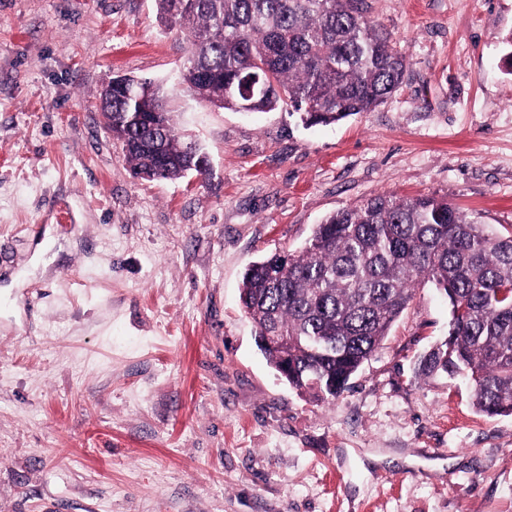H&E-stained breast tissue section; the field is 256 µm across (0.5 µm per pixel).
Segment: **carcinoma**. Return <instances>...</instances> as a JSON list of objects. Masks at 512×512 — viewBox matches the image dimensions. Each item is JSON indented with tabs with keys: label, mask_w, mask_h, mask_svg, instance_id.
Segmentation results:
<instances>
[{
	"label": "carcinoma",
	"mask_w": 512,
	"mask_h": 512,
	"mask_svg": "<svg viewBox=\"0 0 512 512\" xmlns=\"http://www.w3.org/2000/svg\"><path fill=\"white\" fill-rule=\"evenodd\" d=\"M161 22L189 49L178 86L236 110L259 79L253 111L286 104L308 125L371 112L403 85L406 58L366 16L364 0H156ZM141 103L127 87L101 94L112 134L133 174L177 179L202 169L203 153L172 122V93L153 82ZM432 283L448 300V336L420 359L429 377L462 376L474 406L512 416V232L500 235L446 199L378 194L315 225L298 253L246 269L240 303L256 335L280 342L261 352L300 392L334 399L349 388L413 298Z\"/></svg>",
	"instance_id": "carcinoma-1"
}]
</instances>
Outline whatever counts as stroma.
<instances>
[{
    "label": "stroma",
    "instance_id": "stroma-1",
    "mask_svg": "<svg viewBox=\"0 0 512 512\" xmlns=\"http://www.w3.org/2000/svg\"><path fill=\"white\" fill-rule=\"evenodd\" d=\"M407 56L370 112L306 126L189 94L210 172L134 177L99 99L188 52L155 0H0V512H512V416L418 374L448 334L419 285L329 402L239 303L246 267L381 193L512 227V0H365Z\"/></svg>",
    "mask_w": 512,
    "mask_h": 512
}]
</instances>
